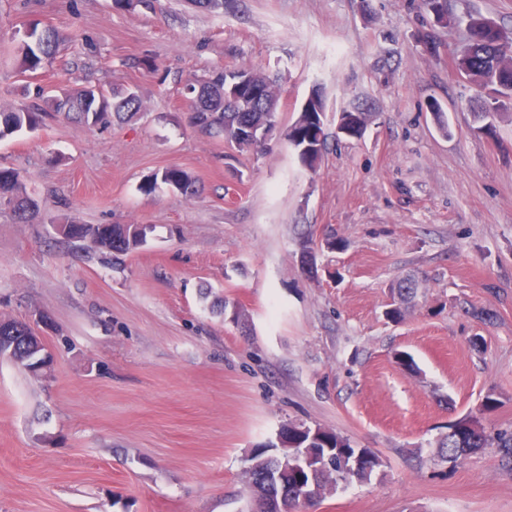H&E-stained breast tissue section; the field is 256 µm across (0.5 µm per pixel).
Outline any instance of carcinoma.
<instances>
[{"label":"carcinoma","instance_id":"cac0c4a2","mask_svg":"<svg viewBox=\"0 0 512 512\" xmlns=\"http://www.w3.org/2000/svg\"><path fill=\"white\" fill-rule=\"evenodd\" d=\"M418 6L436 18L447 11L451 13L452 23H461V18L454 14L453 0H418ZM466 27L469 40L457 59V68L474 86L480 102L479 110L475 112L478 126L474 130L492 136L496 126L486 118L512 114V99L508 98V91L512 90V36L481 16H468ZM62 39L56 28L51 26L43 30L39 24H34L30 39L20 41L17 48L19 72H34L52 64ZM239 70L252 74L262 85L263 105L260 111L251 113V118L259 125L277 120L280 97L276 80L258 66L214 69L198 80L199 104L189 108V119L202 132L223 137L238 152L257 153L263 144L240 138L235 124L237 113L224 111V72ZM142 107L138 92H127L121 84L113 85L108 91L98 86H83L67 90L61 97H45L38 93L28 104L0 107V140L25 128L34 130L46 120L62 119L94 129L114 119L122 121L141 111ZM325 112L323 96L317 91L312 92L288 132L289 145L297 153L300 163L309 170L316 169L322 158L326 134L321 114ZM373 118L371 112H345L341 116L342 129L348 135H358ZM160 183L186 199L199 193L196 182L175 167L165 169L161 179H153L143 185L142 190L150 192ZM0 207L9 209L20 224L29 222L30 216L40 210L38 201L25 190L24 176L15 168L0 166ZM58 226L65 242L76 249L91 251L114 266L121 264L123 256L143 247L147 239L146 229L134 224L112 225L113 236L110 238L96 237L97 228L87 224L64 221ZM414 286L412 277H404L396 283L397 301L387 311L389 319L398 321L401 304L412 298ZM27 335L25 326L0 328L3 358H13L21 365L37 360L41 342L27 338ZM281 433L283 447L257 448L246 458V492L250 498L265 494L264 475L276 473L279 487L284 491L283 503L293 512L302 502L318 499L354 479L367 480L373 473L371 469L350 473L348 465L355 451L347 437L292 423L283 427ZM439 447L442 457L450 463L495 448L502 464L512 467V431L489 430L478 421L472 426L462 424L460 419L450 424Z\"/></svg>","mask_w":512,"mask_h":512}]
</instances>
